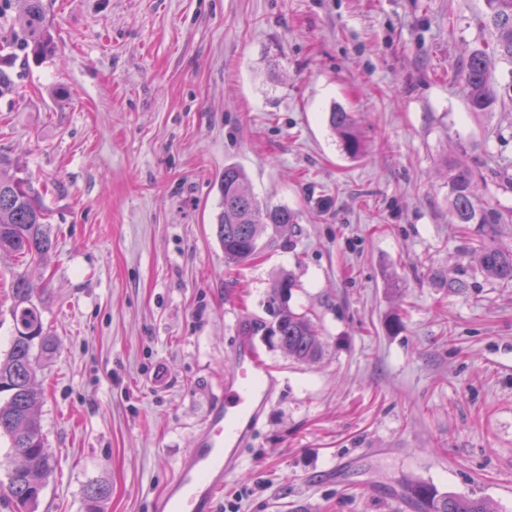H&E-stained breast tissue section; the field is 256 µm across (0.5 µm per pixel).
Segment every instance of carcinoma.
<instances>
[{
  "label": "carcinoma",
  "instance_id": "1",
  "mask_svg": "<svg viewBox=\"0 0 512 512\" xmlns=\"http://www.w3.org/2000/svg\"><path fill=\"white\" fill-rule=\"evenodd\" d=\"M487 12L479 20L490 30L492 39L472 51L459 66L468 89L470 109L490 112L503 101L492 74L497 61L512 65V0H485ZM16 21L21 29L22 46L35 57L55 51L43 0H18ZM329 124L344 150L356 155L360 149L357 122L343 110L330 112ZM221 212L216 237L224 250V263L238 266L260 256L276 242L275 235L262 240L266 229L277 231L296 223L295 213L283 206L262 203L249 191L244 172L236 165L224 166L220 182ZM41 194L23 169L0 153V253L14 254L38 265L50 262L54 245L48 230V215ZM448 198L455 223L464 225L466 243L458 254L456 276L445 281L451 293H462L471 280L482 276L502 287H512V249L495 245L504 224L503 213L482 202L474 191V174L458 164L448 166ZM475 256L476 264L464 260ZM295 279L284 274L272 287L269 297L271 320L243 322L240 335L267 337L297 362L316 359L321 340L311 318L288 305ZM12 317L15 336L10 351L0 359V437L9 441L19 463L8 470L7 501L18 512H35L43 490L54 471V457L43 434L35 407L41 392L36 383L39 360L54 353V340L44 326L42 309L24 277L17 278ZM110 488L96 483L87 487L90 512L108 497ZM402 495L415 502L419 512H489L475 498L441 494L427 482L408 483Z\"/></svg>",
  "mask_w": 512,
  "mask_h": 512
}]
</instances>
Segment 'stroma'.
<instances>
[{
    "mask_svg": "<svg viewBox=\"0 0 512 512\" xmlns=\"http://www.w3.org/2000/svg\"><path fill=\"white\" fill-rule=\"evenodd\" d=\"M57 51L0 56V151L38 183L49 268L0 257V356L26 275L56 351L38 373L55 469L36 512H152L219 394L242 320L295 274L322 353L253 341L282 383L215 512H415L412 481L512 512V288H443L462 241L447 165L512 211V106L458 73L485 0H44ZM358 120L347 154L332 108ZM298 215L229 267L225 165Z\"/></svg>",
    "mask_w": 512,
    "mask_h": 512,
    "instance_id": "35a3bbf8",
    "label": "stroma"
}]
</instances>
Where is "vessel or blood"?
<instances>
[{
    "instance_id": "1",
    "label": "vessel or blood",
    "mask_w": 512,
    "mask_h": 512,
    "mask_svg": "<svg viewBox=\"0 0 512 512\" xmlns=\"http://www.w3.org/2000/svg\"><path fill=\"white\" fill-rule=\"evenodd\" d=\"M280 384L250 340L239 341L224 387L213 402L167 488L152 502L153 512H212L224 481L241 465L252 432Z\"/></svg>"
}]
</instances>
